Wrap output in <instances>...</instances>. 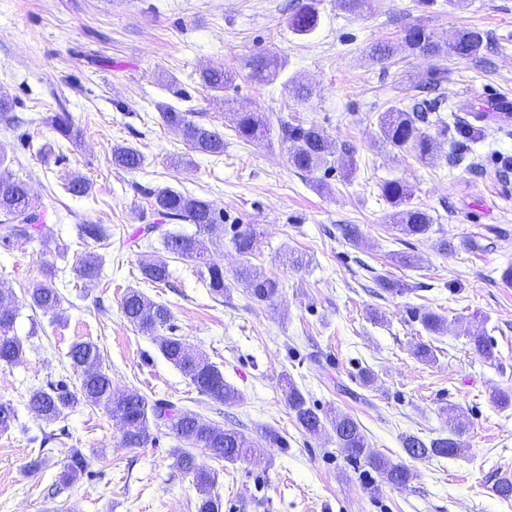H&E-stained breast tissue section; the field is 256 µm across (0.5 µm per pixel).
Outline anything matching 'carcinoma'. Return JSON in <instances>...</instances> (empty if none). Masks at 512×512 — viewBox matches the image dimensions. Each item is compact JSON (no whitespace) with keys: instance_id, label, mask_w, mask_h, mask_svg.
I'll return each instance as SVG.
<instances>
[{"instance_id":"carcinoma-1","label":"carcinoma","mask_w":512,"mask_h":512,"mask_svg":"<svg viewBox=\"0 0 512 512\" xmlns=\"http://www.w3.org/2000/svg\"><path fill=\"white\" fill-rule=\"evenodd\" d=\"M320 20L317 0H299L288 20V27L298 36H308L318 27ZM402 43L411 55L434 58L441 64L429 71L428 84L436 89L448 81V68L443 61L449 58L476 59L485 48L481 31L464 29L447 43L439 41L434 32L420 24H409L403 30ZM393 48L387 43H375L369 47L368 57L379 64L389 60ZM282 64L276 59L261 58L253 65L252 78L259 82L278 78ZM202 87L214 101L224 100V88L231 75L222 69H205L200 74ZM162 118L171 127L179 129L192 151L219 157L224 154V132L217 126L196 123L188 114L173 106H159ZM53 127L64 140L74 142L79 131L74 129L70 115L66 112L52 118ZM380 139L393 150L408 151L421 163L434 160L437 140L450 139L453 147L471 143L484 135L485 127L467 121L448 123L440 114L429 117L419 104L411 107L392 105L377 117ZM235 130L246 141L269 138L271 127L261 113L249 109L236 112ZM278 139L289 145L288 162L295 169L305 173H331L340 170L345 180L353 177L357 162L353 148L338 142L320 126L282 120L279 123ZM7 156L0 146V248L8 249L18 239L33 240L44 235L45 224L42 210L32 198L28 184L4 167ZM143 164V155L131 145L112 147V165L124 170L137 169ZM387 201L405 209L399 211L397 226L408 236L422 237L428 234L433 224L432 216L424 209L409 206L411 192L399 180H390L382 188ZM150 208L159 217V223L149 224L146 233H154L161 239L165 251L180 259L206 268L203 275L210 294L222 298L231 291V284L224 278V268L209 262V248L206 238L216 234L224 223V214L204 198L192 196L171 187L150 191ZM194 224L198 234L194 236L174 235L164 229L166 224ZM112 237L102 224L87 222L79 225V238L84 242L100 243ZM230 241L242 257L253 255L257 244L255 225L245 224L233 232ZM101 258L95 253L85 256L76 268V274L83 280L92 281L99 277ZM143 279L153 284H165L169 278L168 264L161 257L148 258L141 265ZM58 268H45L44 279L27 288L28 306L45 313L56 310L63 299L57 284ZM236 281L246 288L249 297L257 303L274 304L281 295L279 280L267 277L249 264L236 272ZM124 318L135 329L157 342L163 357L189 378L197 392L216 402L230 405L239 401L236 388L224 380V373L214 363L193 350L180 336L161 334L172 330L171 311L161 303L154 302L140 290L129 288L121 300ZM17 310L0 302V367L20 363L25 355L24 343L12 334ZM474 349L484 359L492 361L495 352L487 337L472 336ZM72 367L79 372L80 385L71 390L62 381L50 383L29 393L26 407L47 423H54L80 404L103 409L109 415L121 417L122 443L129 448H139L152 442L150 421H162L184 444L173 452L174 465L193 474L198 493L196 512H221L222 502L215 492L217 472L195 463L193 448H202L212 457L234 464L259 451L253 441L236 428H220L201 421L197 414L175 407L174 404L148 399L134 389H114L112 375L103 366V358L97 343L83 340L72 343L68 351ZM288 407L303 430L318 436L331 427L336 444L349 461L362 468L361 474L367 479L366 486L377 492L384 485L401 488L410 480L409 469L395 463L383 454L370 450L367 436L353 417L333 410L322 414L307 402L295 382L284 379ZM18 420L17 409L10 403H0V430L9 429ZM465 431L462 415L454 407L448 408V436L428 442L408 434L402 437V448L414 460L449 458L458 454L462 447L461 436ZM88 469L86 456L73 450L70 452L57 475L56 488L67 490L75 486Z\"/></svg>"}]
</instances>
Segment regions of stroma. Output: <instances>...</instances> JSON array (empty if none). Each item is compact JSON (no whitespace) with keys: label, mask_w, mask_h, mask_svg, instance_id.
I'll list each match as a JSON object with an SVG mask.
<instances>
[{"label":"stroma","mask_w":512,"mask_h":512,"mask_svg":"<svg viewBox=\"0 0 512 512\" xmlns=\"http://www.w3.org/2000/svg\"><path fill=\"white\" fill-rule=\"evenodd\" d=\"M296 2L0 0V95L15 116L11 125L0 123V143L47 215L43 239L0 249V286L19 310L15 333L26 348L22 363L0 368V402L18 410L15 425L0 432V512H195L193 478L174 467L177 440L164 425L152 426V444L128 448L119 420L104 410L81 405L48 424L25 408L30 390L48 382L78 388L67 356L78 340L99 345L118 388L168 400L256 440L267 428L286 439V447H263L236 464L195 450L197 464L218 473L223 512H512V498L495 492L503 476L512 477V406L490 399L495 390L512 393V285L501 279L512 265V174L502 175L498 164L500 155H512V118L489 122L484 139L468 147L466 166L457 168L446 160L448 139H439L437 159L423 165L384 146L376 124L431 68L430 59L397 48L404 26L417 22L442 40L463 29L487 36L482 59L448 62L441 89L448 120H473L488 94L512 98V0H466L460 8L448 0L428 7L375 0L363 16L320 0L319 27L307 37L288 27ZM380 41L397 48L383 66L367 55ZM260 55L284 61L282 77L255 83L251 62ZM205 67L233 76L223 106L200 84ZM291 77L311 88L306 105L296 106ZM162 103L219 126L223 156L196 153L190 166L177 165L189 152L181 132L162 120ZM241 107L273 126L282 119L321 125L354 147V178L294 169L279 140H242L233 121ZM58 112L71 114L81 142L46 159L40 149L58 138L51 123ZM116 144L139 149L143 165L113 168ZM72 175L89 180L87 195L65 193ZM390 179L407 184L411 205L433 216L428 236L396 229L395 208L382 194ZM167 186L212 201L225 225H259L250 262L280 281V300L256 303L235 284L243 259L226 238L211 258L234 284L230 297H212L198 268L173 254L166 257L167 283L143 281L141 262L163 245L157 238L138 247L133 241L153 220L148 191ZM86 221L109 227L111 238L82 243L77 226ZM341 224L360 226L361 247L345 243ZM442 239L452 245L445 254L435 248ZM401 251L418 256L416 267L396 263ZM89 252L103 260L91 282L74 272ZM293 253L304 255V267L291 265ZM47 262L69 280L52 313L31 310L25 294ZM379 276L412 289L385 292L375 283ZM132 287L170 308L173 335L220 367L240 392L238 403L198 395L156 342L126 321L121 299ZM426 311L443 315L447 329L426 331L419 320ZM474 333L493 342L495 360L475 351ZM420 343L434 348L433 362L414 356ZM367 369L376 388L361 384ZM285 375L310 405L355 418L372 451L406 464L410 481L370 494L335 438L301 430L281 391ZM451 404L466 423L460 453L409 459L402 436L427 441L447 433L442 409ZM74 448L90 460L86 475L69 494L48 497ZM36 461L39 471L30 472Z\"/></svg>","instance_id":"stroma-1"}]
</instances>
